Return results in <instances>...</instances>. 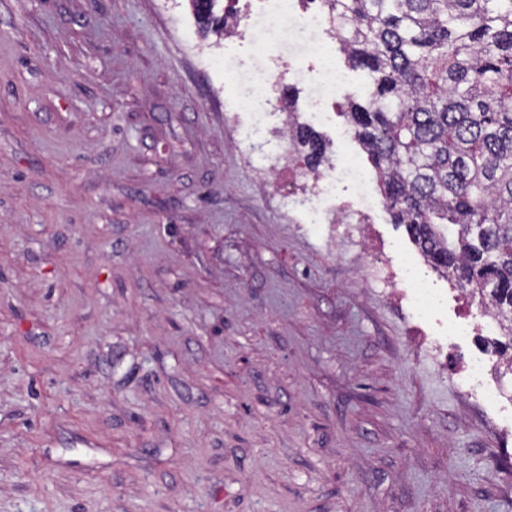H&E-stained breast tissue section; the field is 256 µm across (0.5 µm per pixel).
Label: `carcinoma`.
I'll return each instance as SVG.
<instances>
[{
	"instance_id": "1",
	"label": "carcinoma",
	"mask_w": 512,
	"mask_h": 512,
	"mask_svg": "<svg viewBox=\"0 0 512 512\" xmlns=\"http://www.w3.org/2000/svg\"><path fill=\"white\" fill-rule=\"evenodd\" d=\"M224 32L220 0H189ZM340 52L367 72L342 114L394 222L431 266L503 322L512 349V0H323ZM310 168L325 147L297 131Z\"/></svg>"
}]
</instances>
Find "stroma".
Here are the masks:
<instances>
[{"instance_id":"obj_1","label":"stroma","mask_w":512,"mask_h":512,"mask_svg":"<svg viewBox=\"0 0 512 512\" xmlns=\"http://www.w3.org/2000/svg\"><path fill=\"white\" fill-rule=\"evenodd\" d=\"M264 36L188 0H0V512H512V403L455 378L364 242L226 114ZM276 82L314 79L285 39ZM327 173L361 146L342 114ZM372 233L409 254L369 174ZM198 22L203 30H214L216 33H224V18H226L231 32L235 35L239 31L241 22L240 13L235 8L238 0H228L227 5L232 3V7L226 6L224 13L218 14L216 7L221 0H188Z\"/></svg>"}]
</instances>
